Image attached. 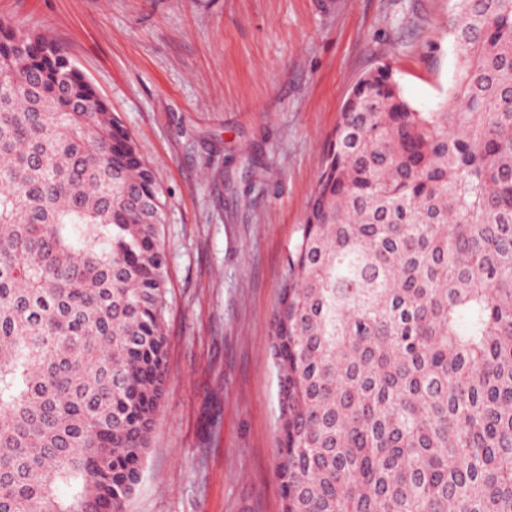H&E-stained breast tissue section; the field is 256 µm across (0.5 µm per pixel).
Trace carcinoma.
Segmentation results:
<instances>
[{"label":"carcinoma","mask_w":512,"mask_h":512,"mask_svg":"<svg viewBox=\"0 0 512 512\" xmlns=\"http://www.w3.org/2000/svg\"><path fill=\"white\" fill-rule=\"evenodd\" d=\"M446 112L352 88L273 316L283 512H512V0H456ZM162 189L0 21V512H124L168 376Z\"/></svg>","instance_id":"obj_1"}]
</instances>
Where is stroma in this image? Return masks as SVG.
Segmentation results:
<instances>
[{"mask_svg": "<svg viewBox=\"0 0 512 512\" xmlns=\"http://www.w3.org/2000/svg\"><path fill=\"white\" fill-rule=\"evenodd\" d=\"M456 0H0L62 45L165 201L168 377L125 512H283L271 319L324 146L390 65L451 102Z\"/></svg>", "mask_w": 512, "mask_h": 512, "instance_id": "obj_1", "label": "stroma"}]
</instances>
